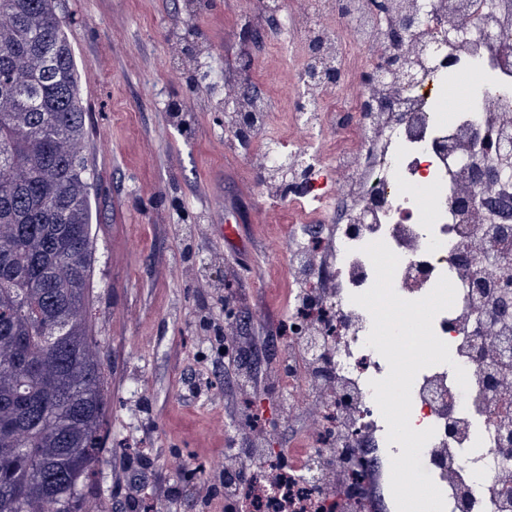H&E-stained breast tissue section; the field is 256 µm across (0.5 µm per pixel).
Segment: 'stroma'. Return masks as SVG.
<instances>
[{
	"instance_id": "35a3bbf8",
	"label": "stroma",
	"mask_w": 512,
	"mask_h": 512,
	"mask_svg": "<svg viewBox=\"0 0 512 512\" xmlns=\"http://www.w3.org/2000/svg\"><path fill=\"white\" fill-rule=\"evenodd\" d=\"M67 22L86 107L83 154L99 173L93 200L98 260L88 310L109 366L107 435L112 452L86 492L83 512H142L113 480L158 472L175 490L171 512H225L223 494L197 501L225 449L248 447L246 417L271 448L294 447L305 416L283 417L273 380L239 397L240 360L209 343L224 320L218 292L235 294L247 335L270 337L258 371L286 352L289 246L301 234L288 202L264 194L251 158L272 137L307 148L321 133L291 126L297 91L288 66L298 47L263 0H56ZM262 39L243 43L244 21ZM251 87L269 103L270 125L249 148L231 136L225 94ZM236 227L226 239L221 227ZM210 377L215 397L186 402V377ZM199 467L190 475V467Z\"/></svg>"
}]
</instances>
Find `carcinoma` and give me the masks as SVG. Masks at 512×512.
Instances as JSON below:
<instances>
[{
	"mask_svg": "<svg viewBox=\"0 0 512 512\" xmlns=\"http://www.w3.org/2000/svg\"><path fill=\"white\" fill-rule=\"evenodd\" d=\"M65 25L55 0H0V512H82L105 463L98 174Z\"/></svg>",
	"mask_w": 512,
	"mask_h": 512,
	"instance_id": "carcinoma-1",
	"label": "carcinoma"
}]
</instances>
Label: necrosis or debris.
<instances>
[{"mask_svg":"<svg viewBox=\"0 0 512 512\" xmlns=\"http://www.w3.org/2000/svg\"><path fill=\"white\" fill-rule=\"evenodd\" d=\"M306 3V14H288L284 24L292 38L320 41L322 53L298 69L300 106L292 118L314 130L335 127L336 134L316 156L268 144L259 167L263 187L274 197L281 192L273 176L276 164L301 172L331 159L336 170L334 184L313 182L288 195L290 222L327 224L329 246L305 240L292 248V310L303 321L297 334L282 335L288 367L281 411L293 413L316 395L322 404L296 447L282 449L283 470L291 486L310 490L306 512H320L334 495L317 486V475L338 450H346L348 460L363 463L359 488L346 498L349 512H379L376 493L401 448L388 444L387 424L369 386L387 375L388 363L367 346L371 316L351 297L373 285L375 271L362 248L381 240L400 259L394 289L402 298L426 296L443 276L456 289L453 306L433 321L453 362L422 369L412 386V427L435 431L422 450V469L441 490L446 512H459L463 487L469 491V512H512V467L500 463L501 423L495 415L503 406L512 418V405L503 404L512 385L486 390L473 359L479 350L485 361L512 362V322L473 329L474 309L493 305L492 294L477 295L473 283L489 277L477 260L495 245L498 216L457 203L470 185L464 160L477 138L488 130L512 137V0H497L490 16L494 41L449 46L438 64L418 67L415 82L398 70L377 82L372 91L392 100L388 110L369 109L364 98L305 77L311 69H339L351 78L374 67L375 58L357 52L385 42L371 0H347L345 13L332 25L318 22L316 0ZM452 83L464 84L466 103L448 114L442 110L443 92ZM351 113L357 126L347 123ZM335 197L344 218L331 225L327 212ZM463 249L472 252L475 265L454 262V253ZM458 366L467 372V388L456 381Z\"/></svg>","mask_w":512,"mask_h":512,"instance_id":"1","label":"necrosis or debris"}]
</instances>
